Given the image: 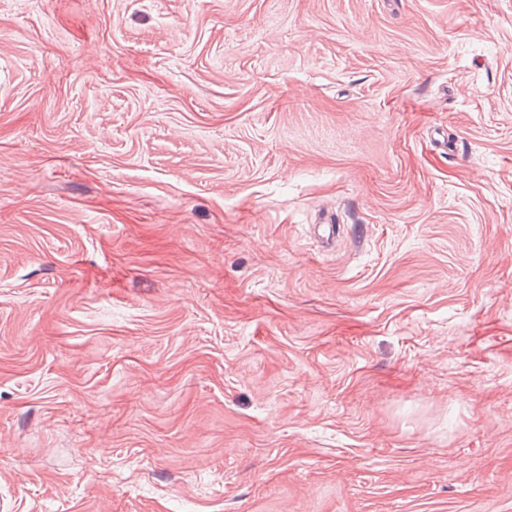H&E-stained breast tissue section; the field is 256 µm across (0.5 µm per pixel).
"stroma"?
<instances>
[{"mask_svg": "<svg viewBox=\"0 0 512 512\" xmlns=\"http://www.w3.org/2000/svg\"><path fill=\"white\" fill-rule=\"evenodd\" d=\"M0 512H512V0H0Z\"/></svg>", "mask_w": 512, "mask_h": 512, "instance_id": "35a3bbf8", "label": "stroma"}]
</instances>
